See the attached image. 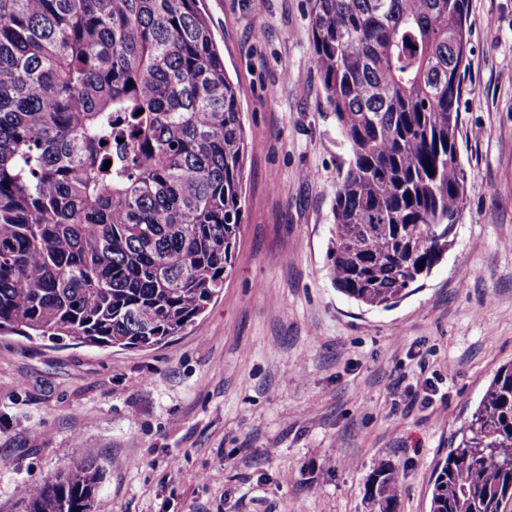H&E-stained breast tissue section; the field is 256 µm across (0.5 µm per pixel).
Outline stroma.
Wrapping results in <instances>:
<instances>
[{
    "label": "stroma",
    "instance_id": "stroma-1",
    "mask_svg": "<svg viewBox=\"0 0 512 512\" xmlns=\"http://www.w3.org/2000/svg\"><path fill=\"white\" fill-rule=\"evenodd\" d=\"M201 6L249 143L233 270L153 348L0 334V512L82 457L112 512H375L382 462L402 484L397 512H429L437 463L512 364V0H470L464 208L442 261L389 309L330 275L348 150L309 0ZM423 392L433 409L411 405Z\"/></svg>",
    "mask_w": 512,
    "mask_h": 512
}]
</instances>
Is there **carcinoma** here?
<instances>
[{
  "label": "carcinoma",
  "mask_w": 512,
  "mask_h": 512,
  "mask_svg": "<svg viewBox=\"0 0 512 512\" xmlns=\"http://www.w3.org/2000/svg\"><path fill=\"white\" fill-rule=\"evenodd\" d=\"M310 2L349 155L330 272L391 308L448 252L463 209L469 0ZM248 149L200 0H0V331L125 349L181 334L232 269ZM100 480L83 458L18 508L99 512ZM368 494L397 512V473L379 466ZM511 503L510 366L437 465L429 512Z\"/></svg>",
  "instance_id": "carcinoma-1"
}]
</instances>
